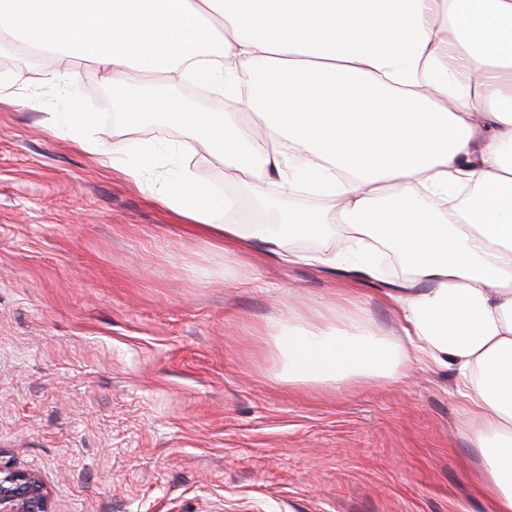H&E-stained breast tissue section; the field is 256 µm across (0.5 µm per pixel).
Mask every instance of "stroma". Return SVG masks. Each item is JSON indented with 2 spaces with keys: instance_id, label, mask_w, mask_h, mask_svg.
<instances>
[{
  "instance_id": "obj_1",
  "label": "stroma",
  "mask_w": 512,
  "mask_h": 512,
  "mask_svg": "<svg viewBox=\"0 0 512 512\" xmlns=\"http://www.w3.org/2000/svg\"><path fill=\"white\" fill-rule=\"evenodd\" d=\"M77 74L62 98L58 75ZM112 71L0 48V465L37 474L51 512H483L481 456L452 372L288 384L261 330L347 322L339 289L393 324L384 283L249 255L252 279L113 169L111 147L173 146L223 189L176 126L113 131ZM96 115L90 155L47 113Z\"/></svg>"
}]
</instances>
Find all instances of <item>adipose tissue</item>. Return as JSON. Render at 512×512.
Wrapping results in <instances>:
<instances>
[{
  "label": "adipose tissue",
  "mask_w": 512,
  "mask_h": 512,
  "mask_svg": "<svg viewBox=\"0 0 512 512\" xmlns=\"http://www.w3.org/2000/svg\"><path fill=\"white\" fill-rule=\"evenodd\" d=\"M0 43L92 59L123 86L163 71L242 104L202 112L157 92L124 113L123 127H180L225 177H251L246 196H223L185 165L156 198L232 255L239 280L260 248L360 277L378 276L376 248L393 254L410 271L384 292L393 327L291 317L266 333L292 383L452 371L484 512H512V0H0ZM93 121L54 112L48 126L99 154ZM299 188L320 205H283ZM336 224L348 253L290 250Z\"/></svg>",
  "instance_id": "obj_1"
}]
</instances>
